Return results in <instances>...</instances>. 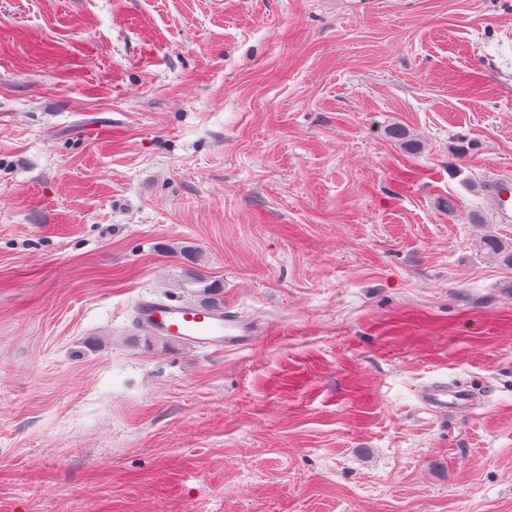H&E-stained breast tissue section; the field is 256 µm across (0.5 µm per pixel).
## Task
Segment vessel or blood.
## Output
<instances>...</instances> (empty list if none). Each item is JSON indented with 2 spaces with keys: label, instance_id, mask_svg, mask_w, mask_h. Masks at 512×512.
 <instances>
[{
  "label": "vessel or blood",
  "instance_id": "1",
  "mask_svg": "<svg viewBox=\"0 0 512 512\" xmlns=\"http://www.w3.org/2000/svg\"><path fill=\"white\" fill-rule=\"evenodd\" d=\"M492 205L500 222L512 223V180L494 183ZM136 319L152 335L202 346L237 349L252 345L255 340L252 323L219 305L144 298L136 306Z\"/></svg>",
  "mask_w": 512,
  "mask_h": 512
}]
</instances>
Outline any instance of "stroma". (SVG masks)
<instances>
[{
    "instance_id": "35a3bbf8",
    "label": "stroma",
    "mask_w": 512,
    "mask_h": 512,
    "mask_svg": "<svg viewBox=\"0 0 512 512\" xmlns=\"http://www.w3.org/2000/svg\"><path fill=\"white\" fill-rule=\"evenodd\" d=\"M505 177L512 0H0V512H512ZM492 205L500 222L512 223V180L494 182ZM478 249L495 254L503 264L512 266V242L503 241L499 237L489 234L479 241ZM136 320L153 336L225 349L252 345L256 333L252 323L224 312V307L195 302L142 298L136 306Z\"/></svg>"
}]
</instances>
